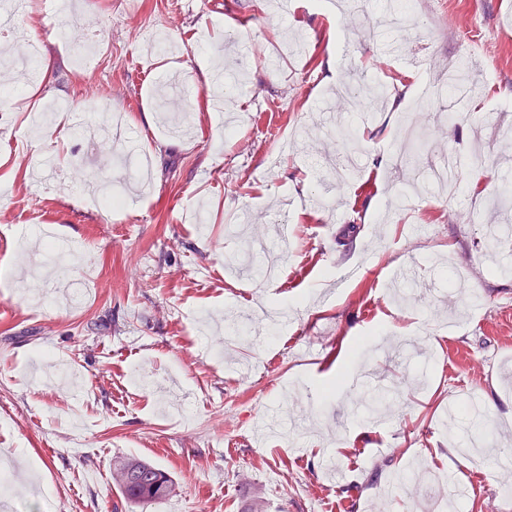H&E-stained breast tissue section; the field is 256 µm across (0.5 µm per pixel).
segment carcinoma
Wrapping results in <instances>:
<instances>
[{"mask_svg":"<svg viewBox=\"0 0 512 512\" xmlns=\"http://www.w3.org/2000/svg\"><path fill=\"white\" fill-rule=\"evenodd\" d=\"M112 485L130 505H152L173 495L175 483L158 465L139 456L128 455L112 462Z\"/></svg>","mask_w":512,"mask_h":512,"instance_id":"carcinoma-1","label":"carcinoma"}]
</instances>
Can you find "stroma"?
<instances>
[{
  "label": "stroma",
  "instance_id": "1",
  "mask_svg": "<svg viewBox=\"0 0 512 512\" xmlns=\"http://www.w3.org/2000/svg\"><path fill=\"white\" fill-rule=\"evenodd\" d=\"M102 40L94 72L41 41V82L0 66V462L19 487L8 512H135L112 485L116 457L147 458L175 496L143 512H512V0H71ZM253 61L240 71L236 41ZM425 56L413 71L407 57ZM225 58L241 83L216 111L200 59ZM466 60L476 90L448 120L447 100L417 113L423 79ZM66 106L44 127L43 105ZM123 113L133 202L94 203L120 178L101 111ZM79 114L94 142L76 136ZM418 115L430 153L481 150L487 181L454 197L419 195L401 211L391 143ZM359 166L336 182L333 155ZM288 212L279 278L232 261L240 240H273ZM468 222H460V215ZM91 257L48 281L23 276L48 239ZM278 315L263 341L203 323ZM492 396L485 448L453 417ZM287 405L296 439L255 440Z\"/></svg>",
  "mask_w": 512,
  "mask_h": 512
}]
</instances>
